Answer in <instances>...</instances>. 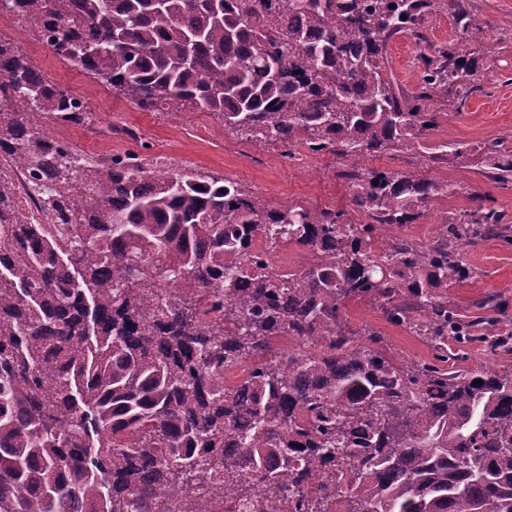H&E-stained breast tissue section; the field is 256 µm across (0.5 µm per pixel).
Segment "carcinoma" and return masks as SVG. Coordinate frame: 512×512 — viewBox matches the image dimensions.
Here are the masks:
<instances>
[{
    "mask_svg": "<svg viewBox=\"0 0 512 512\" xmlns=\"http://www.w3.org/2000/svg\"><path fill=\"white\" fill-rule=\"evenodd\" d=\"M54 52L147 112H209L251 142L350 162L345 210L275 207L238 184L159 175L135 155L87 161L40 129L91 112L0 37V160L21 163L43 215L0 182V512H512V372H448V340L509 347L499 295L468 318L448 286L461 248L512 242L480 203L425 243L397 234L439 195L417 171L361 167L382 151L429 166L424 103L478 88L456 42L423 56L421 91L385 75L433 0H14ZM465 39L479 28L454 0ZM512 186V144L483 143ZM262 240V251L251 244ZM293 244L298 272L265 263ZM363 300L420 337L403 362L352 331ZM302 349L278 347L284 337ZM480 379L482 383L475 384ZM224 476L208 492L193 476Z\"/></svg>",
    "mask_w": 512,
    "mask_h": 512,
    "instance_id": "carcinoma-1",
    "label": "carcinoma"
}]
</instances>
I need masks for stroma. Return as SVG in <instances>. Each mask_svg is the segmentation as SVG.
Segmentation results:
<instances>
[{
	"label": "stroma",
	"instance_id": "obj_1",
	"mask_svg": "<svg viewBox=\"0 0 512 512\" xmlns=\"http://www.w3.org/2000/svg\"><path fill=\"white\" fill-rule=\"evenodd\" d=\"M480 20L478 30L462 40L463 53L478 58L481 80L476 92L465 101L436 99L427 107L439 120L427 138L432 142L462 141L476 146L492 138L512 141V0H468ZM421 37L395 36L387 47V75L406 93L422 82L423 56L446 45L456 35V21L448 0H434L421 28ZM0 35L13 39L38 65L42 74L72 93L87 97L94 114L88 125L61 126L47 121L44 131L65 140L83 157L106 160L133 151L142 158L165 156L171 173L194 172L225 178L259 199L288 206L301 204L312 209H352L342 159L331 154H313L296 148L286 159L278 148L255 146L238 138L206 112H146L133 102L113 97L85 73L56 59L51 49L30 32L0 27ZM423 175L439 183L454 184L455 193L437 197L404 233L417 242H427L438 224L489 197L494 207L505 212L512 225V187L501 188L482 174L468 159H455L423 168ZM462 255L475 270L472 280L448 288V301L467 315L485 295H500L507 303L512 322V245L485 239L463 247ZM345 320L349 327L379 331L397 358L430 360L429 347L405 329L386 321L374 306L350 303Z\"/></svg>",
	"mask_w": 512,
	"mask_h": 512
}]
</instances>
